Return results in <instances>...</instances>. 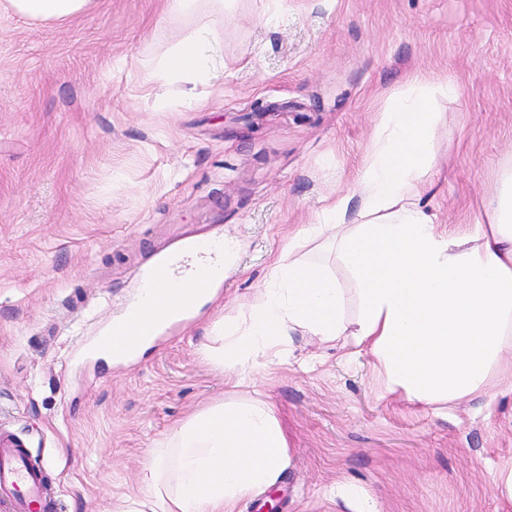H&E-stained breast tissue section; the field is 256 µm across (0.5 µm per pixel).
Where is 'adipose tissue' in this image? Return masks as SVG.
<instances>
[{
	"label": "adipose tissue",
	"mask_w": 512,
	"mask_h": 512,
	"mask_svg": "<svg viewBox=\"0 0 512 512\" xmlns=\"http://www.w3.org/2000/svg\"><path fill=\"white\" fill-rule=\"evenodd\" d=\"M94 0H0V7L37 22H63ZM224 12V0H168L169 18H196L182 29L149 72L164 83L175 76L215 80L224 51L206 22ZM412 97L384 113L374 152L353 194L329 212L341 233L338 256L355 271L361 311L345 320V298L321 266L289 259L277 264L261 302L242 320L216 322L200 352L212 366L245 380L258 361L281 362L294 331L304 329L327 346L352 337L376 357L390 388L431 403L477 392L496 397L492 365L512 356V169H505L491 202L490 226L466 232L437 223L417 202L419 180L434 153L428 96L454 86L414 77ZM223 242L194 239L154 277L174 291V305L141 298L126 327L138 351L152 342L146 328L160 313L197 310L208 283L224 275ZM287 441L273 410L240 398L215 403L181 423L153 449L140 474V494L115 512H233L236 504L274 483Z\"/></svg>",
	"instance_id": "ef3b65f1"
}]
</instances>
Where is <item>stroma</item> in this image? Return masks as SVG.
Returning a JSON list of instances; mask_svg holds the SVG:
<instances>
[{"mask_svg":"<svg viewBox=\"0 0 512 512\" xmlns=\"http://www.w3.org/2000/svg\"><path fill=\"white\" fill-rule=\"evenodd\" d=\"M166 0H95L43 24L0 11V434L20 441L51 512H112L153 448L231 389L201 355L217 317L243 318L286 253L320 262L359 313L357 280L323 222L415 75L434 97L424 203L457 230L487 223L512 166V0H234L210 25L224 75L160 110L148 84L179 32ZM232 242L224 278L175 337L111 363L96 348L137 275L185 240ZM241 395L288 443L278 512H512V392L409 401L353 342L297 335Z\"/></svg>","mask_w":512,"mask_h":512,"instance_id":"1","label":"stroma"}]
</instances>
